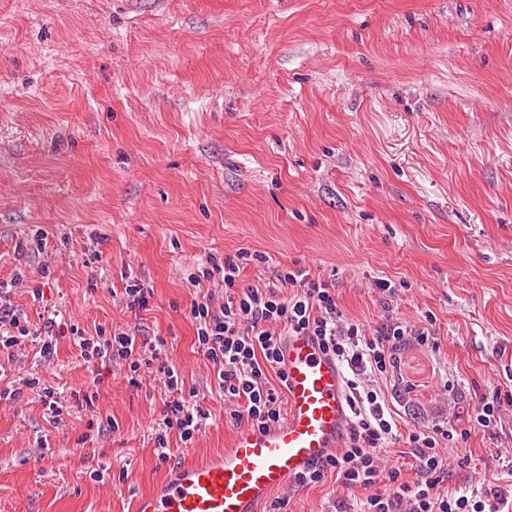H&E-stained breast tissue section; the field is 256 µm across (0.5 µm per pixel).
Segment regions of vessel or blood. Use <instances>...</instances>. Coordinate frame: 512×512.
Wrapping results in <instances>:
<instances>
[{
  "label": "vessel or blood",
  "mask_w": 512,
  "mask_h": 512,
  "mask_svg": "<svg viewBox=\"0 0 512 512\" xmlns=\"http://www.w3.org/2000/svg\"><path fill=\"white\" fill-rule=\"evenodd\" d=\"M287 411L276 426L237 430L223 452L179 467L135 512H259L271 494L337 448L351 428L341 366L317 337H287L280 347Z\"/></svg>",
  "instance_id": "b4317fda"
}]
</instances>
